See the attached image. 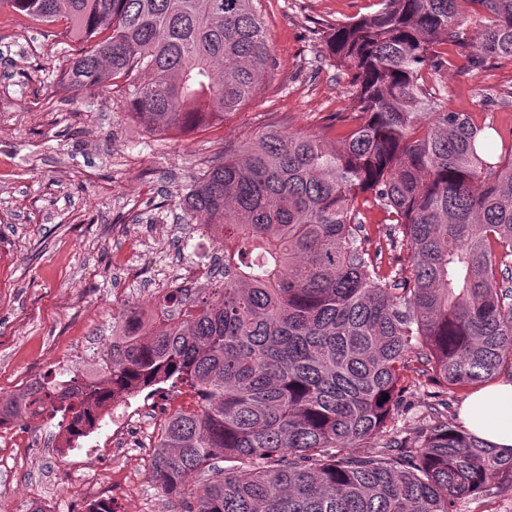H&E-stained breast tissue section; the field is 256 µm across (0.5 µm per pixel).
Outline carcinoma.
<instances>
[{"instance_id": "carcinoma-1", "label": "carcinoma", "mask_w": 512, "mask_h": 512, "mask_svg": "<svg viewBox=\"0 0 512 512\" xmlns=\"http://www.w3.org/2000/svg\"><path fill=\"white\" fill-rule=\"evenodd\" d=\"M0 6L65 26L82 44L68 86L125 88L148 132L224 119L270 63L253 0ZM319 33L350 79L341 147L266 132L224 153L186 196L190 222L224 227V280L168 289L175 313L159 322L125 311L97 374L34 381L0 422L48 412L70 443L109 403L182 386L195 405L161 426L149 477L180 496L199 474L186 512H460L512 489V451L444 415L448 390L512 376V144L498 135L497 152L466 113L427 111L423 77L445 44L473 49L476 67L512 60V0H380ZM371 198L387 213L374 242L360 218ZM387 247L407 261L384 268ZM412 385L434 391L402 437Z\"/></svg>"}]
</instances>
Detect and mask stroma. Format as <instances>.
Masks as SVG:
<instances>
[{
  "label": "stroma",
  "mask_w": 512,
  "mask_h": 512,
  "mask_svg": "<svg viewBox=\"0 0 512 512\" xmlns=\"http://www.w3.org/2000/svg\"><path fill=\"white\" fill-rule=\"evenodd\" d=\"M271 33V65L254 94L205 129L151 134L131 117L124 91L75 94L63 82L67 39L0 8V400L32 379L83 372L112 349L118 312L148 307L155 290L181 284L183 250L209 257L214 243L187 223L190 186L225 153L269 130L314 134L352 112L349 79L317 28L379 8V0H256ZM426 85L449 110L512 130V104L480 92L512 87V63L473 68L448 47ZM190 402L165 387L128 401L143 439L112 457V422L95 431L89 458L63 449L48 414L16 423V447L0 451V506L27 512L43 498L57 512H85L83 477L111 471L115 512H185L147 476L163 409Z\"/></svg>",
  "instance_id": "35a3bbf8"
}]
</instances>
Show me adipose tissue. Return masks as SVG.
Listing matches in <instances>:
<instances>
[{
    "mask_svg": "<svg viewBox=\"0 0 512 512\" xmlns=\"http://www.w3.org/2000/svg\"><path fill=\"white\" fill-rule=\"evenodd\" d=\"M459 418L465 429L495 449L512 447V383L479 389L463 404Z\"/></svg>",
    "mask_w": 512,
    "mask_h": 512,
    "instance_id": "1",
    "label": "adipose tissue"
}]
</instances>
